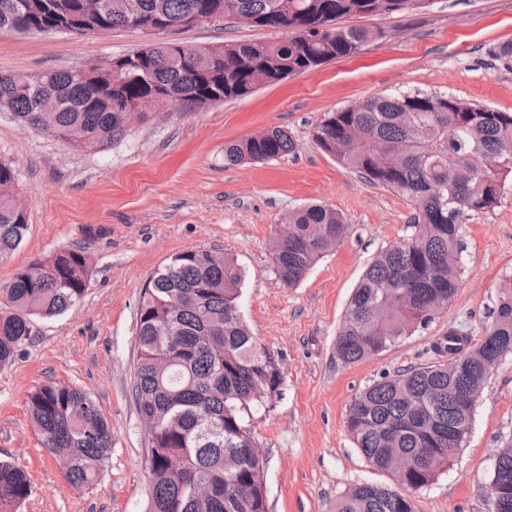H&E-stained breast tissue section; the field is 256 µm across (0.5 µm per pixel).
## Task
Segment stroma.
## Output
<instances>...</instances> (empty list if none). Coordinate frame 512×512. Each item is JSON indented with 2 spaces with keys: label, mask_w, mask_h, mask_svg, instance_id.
<instances>
[{
  "label": "stroma",
  "mask_w": 512,
  "mask_h": 512,
  "mask_svg": "<svg viewBox=\"0 0 512 512\" xmlns=\"http://www.w3.org/2000/svg\"><path fill=\"white\" fill-rule=\"evenodd\" d=\"M350 23L385 36L244 97L179 112L154 106L103 151L72 149L0 111V161L15 169L28 208L22 245L0 253V288L19 268L61 249L85 248L91 269L83 299L63 315L34 319L30 342L0 368V461L23 467L32 485L20 512H146L148 438L132 392L137 309L148 277L170 256L198 248L236 259L244 273L240 314L281 359V394L252 422L267 457L268 512H332L354 486L394 487L391 474L355 447L346 412L381 373L438 361L434 346L449 328L475 343L484 337L500 285L512 276V183L493 211L464 225L463 272L448 306L377 356L347 364L336 354V332L351 292L374 257L413 235L412 210L322 152L312 132L329 113L416 89L511 112L512 58L497 50L512 41V0H431ZM260 38L279 35L230 21L167 35L201 46ZM147 42L128 28L0 32V74L88 69ZM273 127L288 130L292 153L225 165V144ZM311 201L341 212L348 227L290 288L272 271L271 245L278 224ZM47 382L85 389L112 424L111 458L93 486L67 481L30 419L27 397ZM511 439L509 355L489 374L447 470L413 492L416 512H488L493 459Z\"/></svg>",
  "instance_id": "stroma-1"
}]
</instances>
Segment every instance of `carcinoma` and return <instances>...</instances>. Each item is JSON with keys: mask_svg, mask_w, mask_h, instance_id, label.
<instances>
[{"mask_svg": "<svg viewBox=\"0 0 512 512\" xmlns=\"http://www.w3.org/2000/svg\"><path fill=\"white\" fill-rule=\"evenodd\" d=\"M79 0H0V31L53 33L60 27L87 34L95 27L127 28L157 21L178 24L200 14L255 18L256 26L285 35L278 42L241 40L216 45L156 40L136 51L135 68L118 77L88 78L76 70L0 75V111L40 128L42 97L56 101L50 134L103 150L121 142L131 124L126 107L156 93L173 108L221 103L258 87L357 53L384 31L345 27L352 16L394 14L425 0H112L98 18L79 15ZM360 130L365 138L356 139ZM314 141L371 185L407 200L415 234L378 254L354 289L336 334V354L358 363L427 327L448 305L462 273V224L488 212L512 182V112L460 98L415 90L367 99L331 113ZM288 131L275 127L224 146V163L269 161L292 152ZM479 154L481 171L470 168ZM292 235L273 240L278 280L297 285L343 238L347 222L337 210L303 206L288 213ZM28 228L16 202L0 196V252L17 249ZM243 273L234 258L214 262L203 249L173 255L148 278L137 309V361L133 385L140 416L157 423L148 441L147 512H267L257 478L267 459L249 422L268 409L283 384L281 360L252 335L239 312ZM82 247L63 249L17 270L0 288V367L13 363L32 333L33 319L63 314L89 286ZM406 296L408 311L387 314L390 294ZM452 359L384 372L352 401L346 427L377 469L413 462L408 490L432 483L461 448L473 411L462 390L481 393L485 362L512 353V278L503 280L494 320L484 338L448 329L440 354ZM30 418L51 455L61 457L76 486L103 474L112 450V426L87 391L55 382L28 395ZM490 483L512 486V441L499 449ZM26 472L0 461V512H17L31 495ZM333 512H415L411 496L361 485L336 498Z\"/></svg>", "mask_w": 512, "mask_h": 512, "instance_id": "carcinoma-1", "label": "carcinoma"}]
</instances>
